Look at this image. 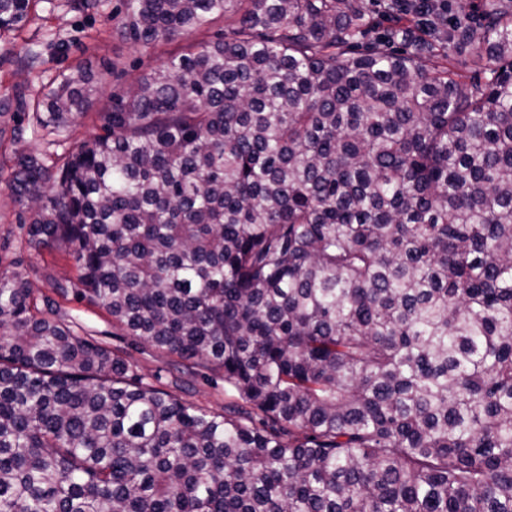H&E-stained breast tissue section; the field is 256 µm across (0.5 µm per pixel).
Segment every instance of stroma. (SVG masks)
Returning a JSON list of instances; mask_svg holds the SVG:
<instances>
[{
	"instance_id": "stroma-1",
	"label": "stroma",
	"mask_w": 512,
	"mask_h": 512,
	"mask_svg": "<svg viewBox=\"0 0 512 512\" xmlns=\"http://www.w3.org/2000/svg\"><path fill=\"white\" fill-rule=\"evenodd\" d=\"M53 3V9L44 11L41 20L27 24L18 32L0 33V100L14 98L19 91L35 97L40 91L43 71L55 72L68 63L82 61L89 65L101 87L93 105L98 111L109 105L113 94L123 92L135 78L159 67L168 52L177 48L173 42L144 48L122 39L111 18L118 0H107L106 11L97 13L74 10L69 0H53ZM52 33L67 40V56L48 55L41 65L25 67L27 41L43 39ZM9 166L8 159L0 153V271L25 275L32 283L34 299L41 301L53 297L52 281L75 279L77 271L68 256L27 244L25 230L18 222L20 207L7 185ZM61 312L66 320L81 326L94 339L115 352L129 355L143 382L169 388L167 354L128 336L113 325L111 318L87 303L74 299L62 302ZM179 395L194 405L219 413L233 399L232 393L225 390L223 379L203 367Z\"/></svg>"
}]
</instances>
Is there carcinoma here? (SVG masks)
Masks as SVG:
<instances>
[{
    "mask_svg": "<svg viewBox=\"0 0 512 512\" xmlns=\"http://www.w3.org/2000/svg\"><path fill=\"white\" fill-rule=\"evenodd\" d=\"M38 0H0V30ZM123 0L168 54L58 152L90 70L14 96L10 189L52 284L240 404L211 412L0 272V512H512V0ZM469 46L485 81L452 63ZM61 40L31 42L28 63Z\"/></svg>",
    "mask_w": 512,
    "mask_h": 512,
    "instance_id": "cac0c4a2",
    "label": "carcinoma"
}]
</instances>
